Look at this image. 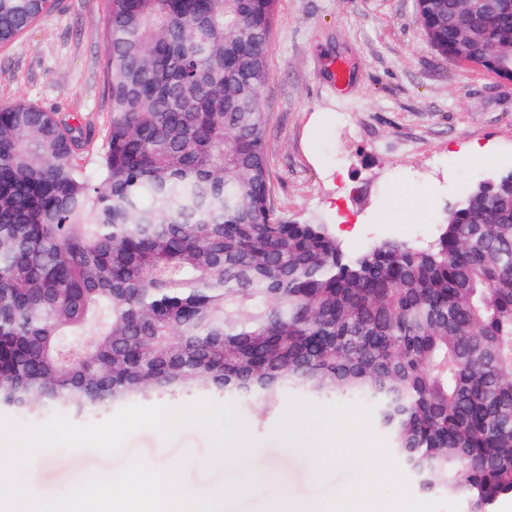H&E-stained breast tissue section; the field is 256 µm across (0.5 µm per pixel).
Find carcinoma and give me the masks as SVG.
Returning a JSON list of instances; mask_svg holds the SVG:
<instances>
[{
    "instance_id": "obj_1",
    "label": "carcinoma",
    "mask_w": 512,
    "mask_h": 512,
    "mask_svg": "<svg viewBox=\"0 0 512 512\" xmlns=\"http://www.w3.org/2000/svg\"><path fill=\"white\" fill-rule=\"evenodd\" d=\"M475 62L512 47L480 0ZM57 0H0V45ZM448 56L455 0H419ZM277 0H109L94 130L0 109V407L90 416L215 393L368 403L424 492L512 495V170L466 188L426 246L348 253L268 203L261 89ZM93 332L85 346L80 337Z\"/></svg>"
}]
</instances>
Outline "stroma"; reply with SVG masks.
<instances>
[{
  "instance_id": "1",
  "label": "stroma",
  "mask_w": 512,
  "mask_h": 512,
  "mask_svg": "<svg viewBox=\"0 0 512 512\" xmlns=\"http://www.w3.org/2000/svg\"><path fill=\"white\" fill-rule=\"evenodd\" d=\"M107 0H60L26 35L0 47V106L25 100L95 128L101 151L111 118L103 82ZM343 61L337 83L331 64ZM262 90L268 112L266 152L274 211L327 225L348 248L386 239L427 242L461 185L512 169V84L467 64H454L426 42L416 0H279L278 22ZM482 156L465 153L470 144ZM412 203L392 210L394 188ZM255 440L250 458L220 462L210 436L185 426L167 436L133 433L114 453L53 449L20 470L31 493L54 498L88 472L112 476L135 458L150 466L182 461L190 494L242 486L229 512H272L294 499H330L363 479L368 466L392 467L375 490L383 502L423 499L431 512H467L464 500L423 494L398 464L394 448L361 401L315 402L284 395L279 409L256 422V406L236 404ZM335 419L358 447L338 449L339 461L317 471L294 441L291 421ZM59 465H43V457Z\"/></svg>"
}]
</instances>
